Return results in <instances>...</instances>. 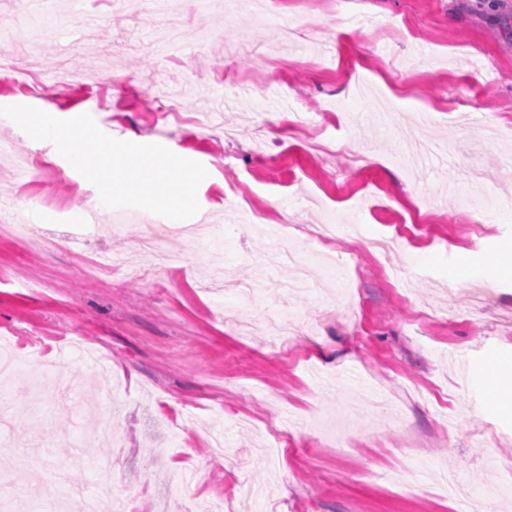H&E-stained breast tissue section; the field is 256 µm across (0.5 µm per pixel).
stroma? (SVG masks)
Wrapping results in <instances>:
<instances>
[{
  "instance_id": "stroma-1",
  "label": "stroma",
  "mask_w": 512,
  "mask_h": 512,
  "mask_svg": "<svg viewBox=\"0 0 512 512\" xmlns=\"http://www.w3.org/2000/svg\"><path fill=\"white\" fill-rule=\"evenodd\" d=\"M179 2L168 46L160 0H82L91 33L0 0V36L20 33L39 64L35 91L0 72V106L170 146L207 169L205 213L242 221L168 237L167 268L141 248L160 216L135 208L72 242L96 187L0 116V201L31 218L21 240L0 208V337L68 386L40 413L17 400L0 427L15 492L32 512L75 487L132 512L162 497L173 512H455L436 487L449 469L475 512H512L495 484L512 410L472 375L488 355L512 370V270L496 262L512 252V167L461 178L512 158V0ZM229 68L266 79L230 89ZM381 236L397 241L387 268L367 249ZM291 245L317 270L289 291L257 261ZM111 251L130 264L85 271ZM283 304L300 330L272 350L228 320Z\"/></svg>"
}]
</instances>
